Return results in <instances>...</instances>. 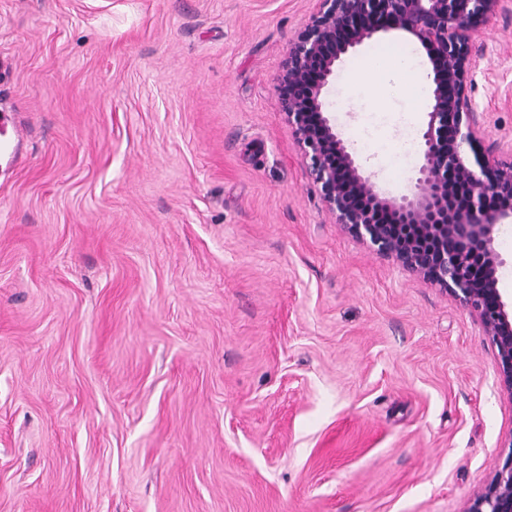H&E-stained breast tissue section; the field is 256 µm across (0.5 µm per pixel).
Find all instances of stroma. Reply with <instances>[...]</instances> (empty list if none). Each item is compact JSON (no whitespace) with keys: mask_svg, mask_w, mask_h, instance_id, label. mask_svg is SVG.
Wrapping results in <instances>:
<instances>
[{"mask_svg":"<svg viewBox=\"0 0 512 512\" xmlns=\"http://www.w3.org/2000/svg\"><path fill=\"white\" fill-rule=\"evenodd\" d=\"M317 0H0V512H465L512 395L458 300L314 191L278 104ZM471 99L512 149V14ZM408 96L340 112L383 189Z\"/></svg>","mask_w":512,"mask_h":512,"instance_id":"obj_1","label":"stroma"}]
</instances>
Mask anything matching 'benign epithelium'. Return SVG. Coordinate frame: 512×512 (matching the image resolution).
Here are the masks:
<instances>
[{
    "label": "benign epithelium",
    "mask_w": 512,
    "mask_h": 512,
    "mask_svg": "<svg viewBox=\"0 0 512 512\" xmlns=\"http://www.w3.org/2000/svg\"><path fill=\"white\" fill-rule=\"evenodd\" d=\"M289 48L279 105L309 159V174L336 223L407 271L463 301L497 349L512 395V307L498 288L495 230L512 219V160L484 147L468 95L480 29L512 0H319ZM400 30L427 51L432 99L413 189L384 195L336 131L326 99L336 64L381 31ZM389 215L380 221L379 213ZM466 512H512V456Z\"/></svg>",
    "instance_id": "1"
}]
</instances>
